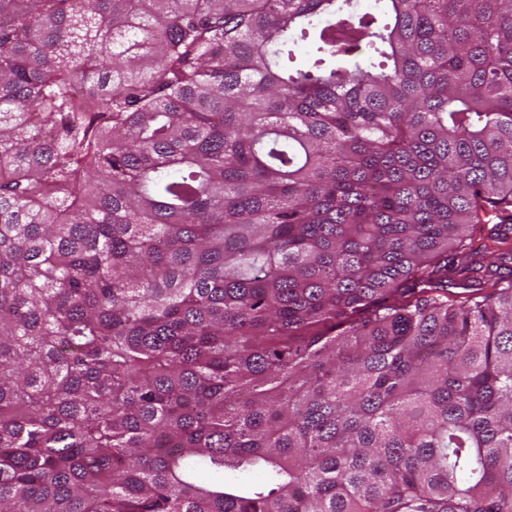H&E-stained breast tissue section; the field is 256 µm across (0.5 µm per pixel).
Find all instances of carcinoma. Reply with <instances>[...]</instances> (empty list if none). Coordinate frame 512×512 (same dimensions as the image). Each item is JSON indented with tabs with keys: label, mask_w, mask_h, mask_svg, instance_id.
<instances>
[{
	"label": "carcinoma",
	"mask_w": 512,
	"mask_h": 512,
	"mask_svg": "<svg viewBox=\"0 0 512 512\" xmlns=\"http://www.w3.org/2000/svg\"><path fill=\"white\" fill-rule=\"evenodd\" d=\"M0 512H512V0H0Z\"/></svg>",
	"instance_id": "carcinoma-1"
}]
</instances>
